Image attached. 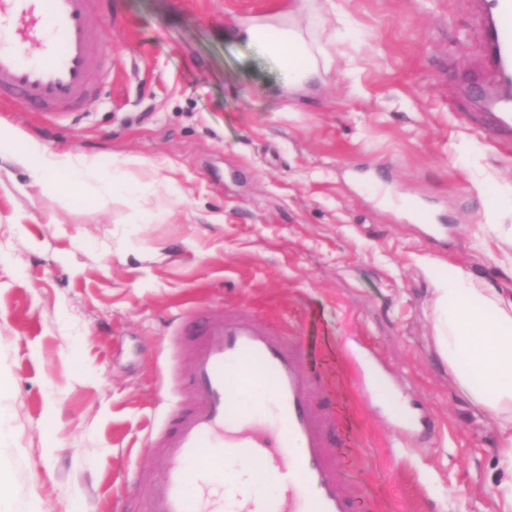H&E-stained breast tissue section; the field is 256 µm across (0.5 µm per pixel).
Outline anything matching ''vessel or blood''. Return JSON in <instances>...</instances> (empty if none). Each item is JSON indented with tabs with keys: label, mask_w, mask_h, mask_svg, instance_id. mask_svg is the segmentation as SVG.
<instances>
[{
	"label": "vessel or blood",
	"mask_w": 512,
	"mask_h": 512,
	"mask_svg": "<svg viewBox=\"0 0 512 512\" xmlns=\"http://www.w3.org/2000/svg\"><path fill=\"white\" fill-rule=\"evenodd\" d=\"M480 5L490 81L484 104L494 135L512 146V0ZM103 25L95 0H0V101H22L49 119L80 111L108 65ZM178 344L189 359L188 400L149 450L157 475L144 490L148 512H210L190 491L191 475L240 455L288 476L276 504L247 503L241 512H370L366 496L349 487L359 436L323 400V374L301 337L234 309L185 319ZM252 369L271 383L274 422L240 410Z\"/></svg>",
	"instance_id": "vessel-or-blood-1"
}]
</instances>
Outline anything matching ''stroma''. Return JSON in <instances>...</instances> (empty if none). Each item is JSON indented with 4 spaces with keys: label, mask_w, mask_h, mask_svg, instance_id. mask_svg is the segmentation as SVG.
I'll use <instances>...</instances> for the list:
<instances>
[{
    "label": "stroma",
    "mask_w": 512,
    "mask_h": 512,
    "mask_svg": "<svg viewBox=\"0 0 512 512\" xmlns=\"http://www.w3.org/2000/svg\"><path fill=\"white\" fill-rule=\"evenodd\" d=\"M108 68L85 109L0 123L133 178L107 203L31 187L0 163V471L15 508L147 512L145 453L183 398L169 334L197 312L248 308L305 338L358 432L374 512H502L495 421L433 342L447 265L512 295V153L463 113L485 76L477 0H97ZM305 30L312 92L288 95L241 24ZM161 220L143 223L145 211ZM389 383L358 394L353 366ZM427 439L391 441L399 411Z\"/></svg>",
    "instance_id": "1"
}]
</instances>
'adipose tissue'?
Masks as SVG:
<instances>
[{
  "instance_id": "ef3b65f1",
  "label": "adipose tissue",
  "mask_w": 512,
  "mask_h": 512,
  "mask_svg": "<svg viewBox=\"0 0 512 512\" xmlns=\"http://www.w3.org/2000/svg\"><path fill=\"white\" fill-rule=\"evenodd\" d=\"M235 34L281 65L288 93L306 91L318 77V64L296 30L248 25ZM1 160L27 170L34 185L74 190L90 183L104 200L155 188L151 182L137 185L130 180L129 170L139 165V158L116 155L103 166L80 153L50 151L2 124ZM433 294V340L441 360L468 397L497 419V466L507 475L497 492L505 512H512V297L455 266L435 280Z\"/></svg>"
}]
</instances>
